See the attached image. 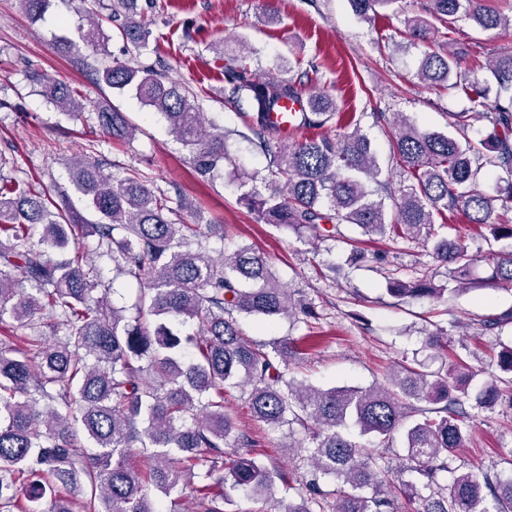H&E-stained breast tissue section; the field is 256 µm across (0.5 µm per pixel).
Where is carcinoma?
Segmentation results:
<instances>
[{
  "mask_svg": "<svg viewBox=\"0 0 512 512\" xmlns=\"http://www.w3.org/2000/svg\"><path fill=\"white\" fill-rule=\"evenodd\" d=\"M21 10L40 18L50 0H18ZM90 0H70L86 26L78 37L97 50L105 33ZM367 16L401 0H350ZM404 13V35L428 51L416 71L429 87H462L473 110L491 132L471 143L470 113L452 114L461 138L419 129L401 112L377 114L390 126L393 156L402 179L381 181L382 169L359 127L337 138H309L272 149L267 114L283 98H298L292 82L260 81L247 67L246 46L231 52L224 67V100L243 93L253 102L245 126L269 158L279 185L264 194L259 174L242 173L252 184L243 199L269 224L330 238L348 224L367 237L409 239L432 245V258L446 268L448 281L390 278L393 298H442L470 287L512 291V251L492 258L490 274L473 276V256L458 239L441 237L435 217L462 213L493 240L512 239V50L489 67L497 96L489 104L480 79L459 71V58L434 38L433 20L463 18L483 32L512 29V14L488 0H427L424 11ZM138 0H117L109 20L127 50L147 47L149 29L137 19ZM86 66L112 90H130L141 105L166 120L188 148L203 177L229 160L224 132L205 125L190 91L151 65L114 62ZM44 96L74 119L94 115L102 132L130 140L135 128L125 113L101 102L75 99L65 84L38 74ZM302 126L321 127L337 115L328 94H309ZM495 175L496 190L480 189L482 169ZM376 182L382 195L360 176ZM75 192L86 198L91 220L78 211H52L44 194L24 183L0 182V322L10 318L35 336L21 346L0 344V512H160L153 491L171 498L168 512H181L179 490L190 486L197 512H226L231 488L274 502L280 512H393L384 490L393 469L377 452L401 435L403 470L416 481H400L399 493L421 503V512H512V478L462 471L443 485L448 457L464 447L471 432L470 410H489L500 396L492 376L470 387L476 372L461 363L445 374H430L401 363L386 384L369 388L321 389L286 377L296 347L287 339L271 348L242 333L238 318L271 322L296 313L312 314L275 277L263 252L238 246L213 255L217 226L181 224L192 204L172 201L137 174L107 173L101 163L78 157L69 168ZM176 206H171V203ZM327 203L329 210H321ZM94 237L112 260V270L138 285L135 316L100 290V277L80 242ZM239 389L251 416L273 427H288L287 454L311 474L309 496L299 504L279 495L274 476L258 458L230 454L252 446L224 409V392ZM357 427L375 447L350 439ZM147 457L140 469L132 451ZM337 482L331 493L320 478ZM66 489L60 496L57 491ZM371 494H366V490Z\"/></svg>",
  "mask_w": 512,
  "mask_h": 512,
  "instance_id": "cac0c4a2",
  "label": "carcinoma"
}]
</instances>
